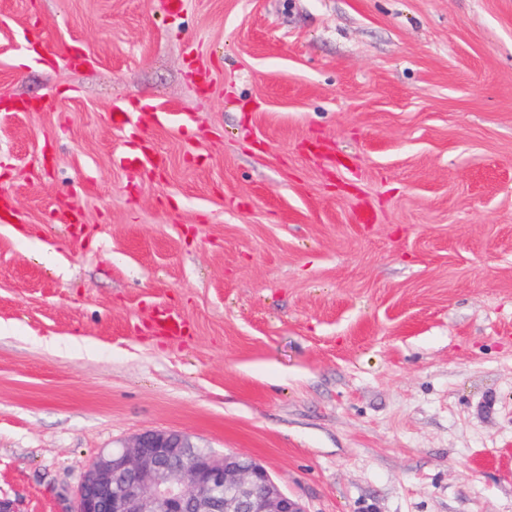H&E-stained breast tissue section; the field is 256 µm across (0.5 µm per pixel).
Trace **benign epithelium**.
Segmentation results:
<instances>
[{
    "mask_svg": "<svg viewBox=\"0 0 512 512\" xmlns=\"http://www.w3.org/2000/svg\"><path fill=\"white\" fill-rule=\"evenodd\" d=\"M74 512H306L269 471L236 453L200 455L191 438L149 431L100 451Z\"/></svg>",
    "mask_w": 512,
    "mask_h": 512,
    "instance_id": "obj_1",
    "label": "benign epithelium"
}]
</instances>
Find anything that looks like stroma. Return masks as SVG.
I'll return each instance as SVG.
<instances>
[{"instance_id":"35a3bbf8","label":"stroma","mask_w":512,"mask_h":512,"mask_svg":"<svg viewBox=\"0 0 512 512\" xmlns=\"http://www.w3.org/2000/svg\"><path fill=\"white\" fill-rule=\"evenodd\" d=\"M149 430L512 512V0H0V499Z\"/></svg>"}]
</instances>
